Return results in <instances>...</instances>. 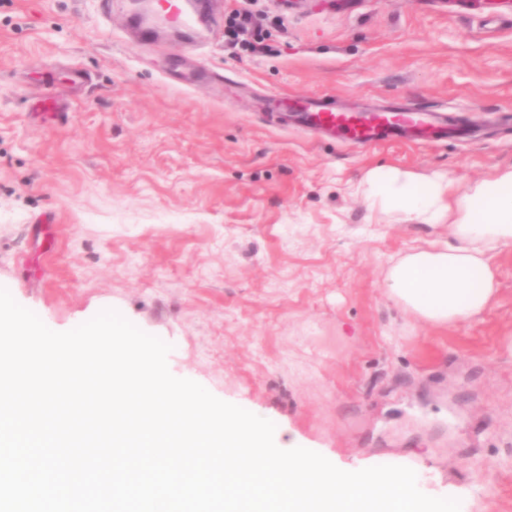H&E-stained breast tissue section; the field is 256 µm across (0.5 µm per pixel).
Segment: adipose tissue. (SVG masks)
<instances>
[{"mask_svg": "<svg viewBox=\"0 0 512 512\" xmlns=\"http://www.w3.org/2000/svg\"><path fill=\"white\" fill-rule=\"evenodd\" d=\"M372 188L390 209L429 219L449 217L453 245L411 253L387 273L388 297L414 317L434 326L480 314L491 303L495 272L488 246L512 242V167L459 189L450 181L371 175Z\"/></svg>", "mask_w": 512, "mask_h": 512, "instance_id": "1", "label": "adipose tissue"}]
</instances>
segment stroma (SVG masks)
I'll use <instances>...</instances> for the list:
<instances>
[{"label":"stroma","mask_w":512,"mask_h":512,"mask_svg":"<svg viewBox=\"0 0 512 512\" xmlns=\"http://www.w3.org/2000/svg\"><path fill=\"white\" fill-rule=\"evenodd\" d=\"M219 2L181 52L137 42L123 0H0V284L57 332L110 305L278 443L512 512V244L487 309L426 325L384 276L451 232L360 188L512 167V0H253L257 55ZM281 94L468 135L355 147L280 124Z\"/></svg>","instance_id":"obj_1"}]
</instances>
